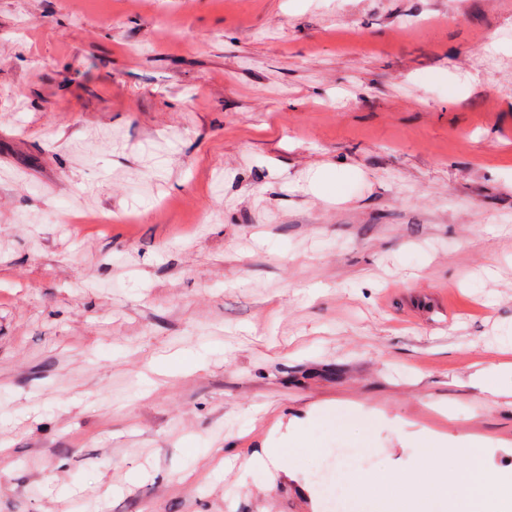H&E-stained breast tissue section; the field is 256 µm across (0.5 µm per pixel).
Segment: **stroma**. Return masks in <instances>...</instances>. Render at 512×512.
Returning <instances> with one entry per match:
<instances>
[{"label": "stroma", "mask_w": 512, "mask_h": 512, "mask_svg": "<svg viewBox=\"0 0 512 512\" xmlns=\"http://www.w3.org/2000/svg\"><path fill=\"white\" fill-rule=\"evenodd\" d=\"M507 357L512 0H0V512L512 476ZM422 460L429 468H446L454 474L457 511L472 512L485 509L484 488L487 483L494 480V477L477 451L459 458L450 457L446 442L436 440L429 448H423ZM266 457L280 474L288 479L297 480V467L291 462L286 448H270L266 452Z\"/></svg>", "instance_id": "stroma-1"}]
</instances>
